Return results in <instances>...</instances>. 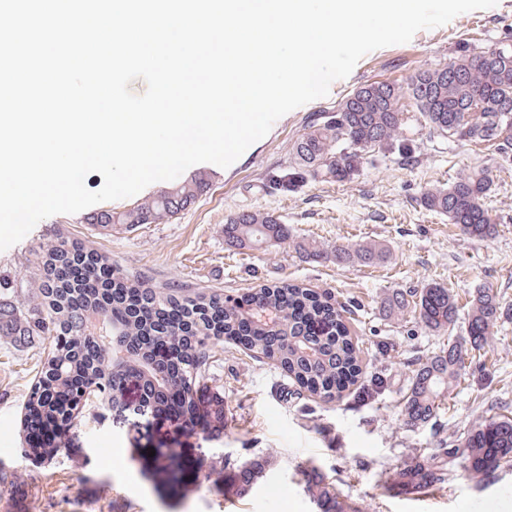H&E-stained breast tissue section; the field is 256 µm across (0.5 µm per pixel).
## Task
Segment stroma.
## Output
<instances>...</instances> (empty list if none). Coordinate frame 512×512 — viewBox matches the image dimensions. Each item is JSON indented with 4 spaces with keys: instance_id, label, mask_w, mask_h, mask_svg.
Instances as JSON below:
<instances>
[{
    "instance_id": "obj_1",
    "label": "stroma",
    "mask_w": 512,
    "mask_h": 512,
    "mask_svg": "<svg viewBox=\"0 0 512 512\" xmlns=\"http://www.w3.org/2000/svg\"><path fill=\"white\" fill-rule=\"evenodd\" d=\"M512 40V0L461 14L446 25L418 31L404 44L366 54L326 97L278 119L231 166L200 164L209 186L188 210L162 224L133 230L89 223L88 211L57 214L40 221L19 243L0 251V300L27 298L34 282L38 248L58 234L91 242L121 270L155 282L177 280L192 291L237 296L264 284L291 281L359 305L356 336L365 341L363 369L385 370L389 385L372 402L324 405L281 370L248 357L229 341L210 343L213 368L194 387L198 411L193 421L167 432L160 423L142 426L131 407L84 406L62 447L45 464L25 451L23 416L38 365L51 341L33 337L18 346L0 338V431L10 437L0 449V512H186L204 502L213 512H317L305 487L325 478L351 498L360 512H512V470L486 480L455 463L448 481L427 492L398 493L385 483L393 469L414 456H429L491 418L512 413V151L487 143L440 136L409 120L405 136L415 161L374 154L349 182L311 180L288 193L263 185L287 162L308 115L335 111L364 81L404 82L419 68H440L468 51ZM488 170L492 189L485 200L499 226L490 239H473L447 216L424 209L419 197L448 187L472 171ZM273 211L291 233L327 245L375 239L391 248L382 264L339 267L308 264L281 246L233 253L224 248V218L242 210ZM437 282L460 297L475 289L497 294L505 315L492 333L483 391L457 387L447 394L448 410L437 422L405 427L401 403L415 358L447 340L425 331L414 317L386 321L377 302L394 288H421ZM386 341L391 350L380 353ZM225 409L229 420L215 419ZM170 433L174 467L183 481L169 494L151 466V444ZM119 444L128 473L106 478L95 450L97 437ZM264 470L246 488L224 482L228 471Z\"/></svg>"
}]
</instances>
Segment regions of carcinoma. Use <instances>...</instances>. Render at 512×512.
Instances as JSON below:
<instances>
[{
	"label": "carcinoma",
	"mask_w": 512,
	"mask_h": 512,
	"mask_svg": "<svg viewBox=\"0 0 512 512\" xmlns=\"http://www.w3.org/2000/svg\"><path fill=\"white\" fill-rule=\"evenodd\" d=\"M433 131L470 143L493 142L512 146V45L465 54L440 69L416 70L403 85L365 82L357 86L334 112L313 114L293 142L288 162L269 179V188L286 193L309 179L327 182L353 179L371 152L396 154L406 163L403 131L410 112ZM207 188L193 176L162 187L152 196L121 209L101 210L89 220L103 228L135 229L160 224L195 204ZM491 180L483 171L461 178L447 188L426 191L420 202L427 210L448 216L463 234L492 238L498 224L484 206ZM224 245L242 253L258 248L292 249L306 262L338 267L372 265L390 257L389 246L369 240L325 246L313 238L292 235L281 216L269 211L239 210L224 220ZM73 241L64 236L44 244L39 264L44 276L32 300L22 306L0 303V338L47 336L53 358L44 362L40 379L30 392L26 411L33 425L59 420L80 404L95 380L99 394L122 402L125 393L137 394L138 404L162 411L163 393L188 386L191 378H205L210 370L206 344L215 337L239 343L248 323L250 357L283 370L301 389L321 403L360 401L379 396L387 375H365L360 344L348 323L357 308L332 301V296L303 284L263 285L251 293V308L234 296L191 293L187 285L171 282L154 288L146 279L113 268L112 306L96 294L61 285L74 263ZM469 327L465 336H448V347L420 361L410 379L401 407L404 422L420 427L437 420L449 390L463 381L476 384L486 371L490 331L503 307L489 288L473 292L467 301ZM379 310L388 319L407 312L432 335L443 336L455 327L461 304L453 291L439 283L420 290L394 289L384 294ZM181 349L180 376H160L153 364L173 346ZM168 449H155L152 466L173 491L182 482L171 467ZM461 460L475 477H488L512 468V418L494 414L468 433L464 443L451 441L439 448L429 464L394 470L389 481L406 492L421 493L428 477L444 482L446 466ZM307 491L320 512H359L325 479Z\"/></svg>",
	"instance_id": "1"
}]
</instances>
